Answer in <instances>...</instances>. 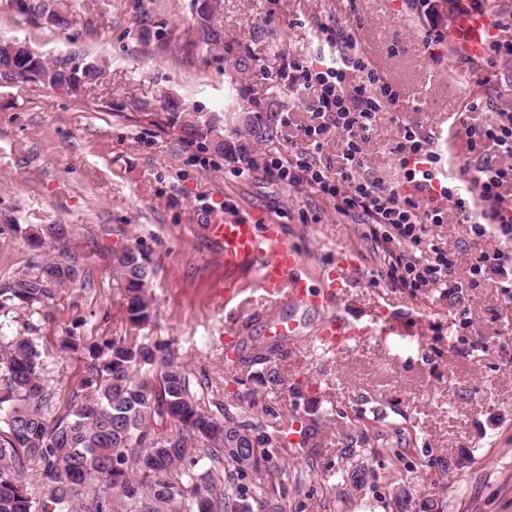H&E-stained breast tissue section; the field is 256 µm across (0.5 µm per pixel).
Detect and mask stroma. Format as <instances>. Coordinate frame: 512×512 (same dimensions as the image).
<instances>
[{
	"label": "stroma",
	"instance_id": "1",
	"mask_svg": "<svg viewBox=\"0 0 512 512\" xmlns=\"http://www.w3.org/2000/svg\"><path fill=\"white\" fill-rule=\"evenodd\" d=\"M425 13L402 0H219L213 20L224 42L194 46L192 0H101L92 26L61 29L31 20L0 0V39L16 40L49 60L105 57L100 85L87 97L21 84L0 88V280L35 270L66 250L83 275L59 288L53 315L38 343L48 355L52 403L65 411L84 376L86 347L125 335L127 291L112 269V251L132 244L155 271L153 314L142 335L171 346L198 381L200 397L230 406L242 419L273 423L318 404L327 423L323 456L309 468L293 446L282 452L287 476L276 493L283 512H408L425 501L436 512H512V302L493 283L462 293L414 297L389 288L381 257L359 224L349 223L314 194L296 192L261 175L237 176L223 155L188 146L179 126L165 122L164 98L182 108L224 119V136L238 140L247 117H262L276 131L259 151H287L312 103L278 75L289 51L309 59L330 47L313 25L352 33L372 66L400 92L365 145L361 173L401 188L393 153L397 127L420 125L432 148L460 178L469 158L464 129L449 121L465 104L490 96L512 106V60L495 68L492 90L476 83L480 62L454 52L459 21L452 0H430ZM172 33L168 48L142 42V18ZM251 57L239 66L240 57ZM291 113L293 124L281 122ZM223 203L230 221L263 218L281 224L304 257L308 282L336 262L339 249L354 252V288L338 310L368 320L388 311L404 325L400 334L371 336L349 350L322 354L304 346L319 325L316 307L293 310L299 334L268 338L260 292L224 268L209 241V207ZM322 210L317 224L300 223L302 210ZM48 224L67 233L40 243ZM467 313L468 326L457 322ZM240 319L234 361L224 357V324ZM80 336L84 351L60 348L61 336ZM271 351L283 381H253L250 361ZM258 408H251V400ZM382 434L358 485L344 483L348 469L341 437L355 426Z\"/></svg>",
	"mask_w": 512,
	"mask_h": 512
}]
</instances>
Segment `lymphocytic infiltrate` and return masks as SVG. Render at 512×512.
Here are the masks:
<instances>
[{
	"label": "lymphocytic infiltrate",
	"mask_w": 512,
	"mask_h": 512,
	"mask_svg": "<svg viewBox=\"0 0 512 512\" xmlns=\"http://www.w3.org/2000/svg\"><path fill=\"white\" fill-rule=\"evenodd\" d=\"M317 29L336 52L328 62H312L298 53L282 56L279 73L289 87L314 96L300 123V143L288 154L231 153L235 172H254L297 191L307 190L333 205L337 214L365 225L376 249L385 255L380 272L389 287L412 295L447 289L459 264L473 277L493 281L505 299H512V112L484 121L460 114L464 148L473 162L470 177L459 184L439 180L440 156L431 140L412 123L398 126L395 151L410 189H388L382 181L359 175L363 148L399 92L365 61L351 35L326 24ZM341 133L344 149L338 166L322 163L319 154L328 132ZM507 157L491 164L487 151ZM469 225L473 249L448 252L421 245L429 225L448 214Z\"/></svg>",
	"instance_id": "1"
}]
</instances>
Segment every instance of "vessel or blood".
Returning a JSON list of instances; mask_svg holds the SVG:
<instances>
[{"label":"vessel or blood","instance_id":"1","mask_svg":"<svg viewBox=\"0 0 512 512\" xmlns=\"http://www.w3.org/2000/svg\"><path fill=\"white\" fill-rule=\"evenodd\" d=\"M211 239L220 250L226 268L254 274L263 299L272 310L266 320L268 336L277 341L296 335L297 322L281 314L280 308L285 304L311 301L312 295L303 272V257L288 243L278 225H269L261 231L247 220L216 221L211 225ZM354 264V259L341 255L336 260L335 270L321 277V299L328 304L329 311L314 334L313 345L323 351H345L351 342L368 334L366 328L332 308L334 301L352 287L349 271Z\"/></svg>","mask_w":512,"mask_h":512}]
</instances>
